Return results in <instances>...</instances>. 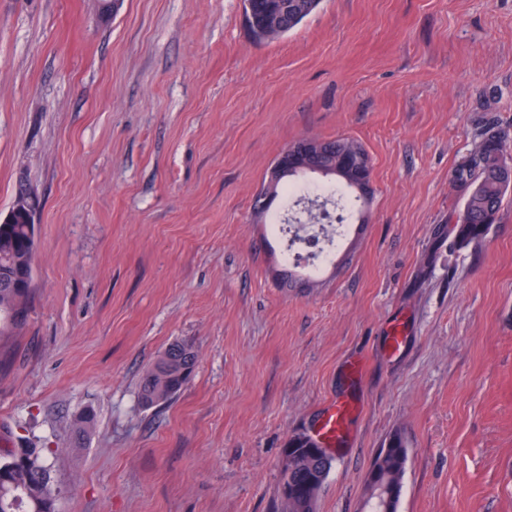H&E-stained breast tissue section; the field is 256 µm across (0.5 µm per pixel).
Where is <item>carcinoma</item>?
<instances>
[{"label": "carcinoma", "mask_w": 512, "mask_h": 512, "mask_svg": "<svg viewBox=\"0 0 512 512\" xmlns=\"http://www.w3.org/2000/svg\"><path fill=\"white\" fill-rule=\"evenodd\" d=\"M320 0H252L245 12L253 38L269 41L287 35L318 7ZM315 148L306 159L307 167L284 174L279 185L290 187L296 179L317 174L322 167H336L339 173L323 177L343 185L358 199L371 195L372 165L366 150L345 138H313ZM512 136L488 125L476 134L475 147L467 160L450 175L452 185L463 195V208L448 217L455 225L456 239L469 244L481 240L488 227L497 223L503 199L512 188V165L507 162V145ZM34 225L28 213L10 210L0 219V335L27 322L32 291V235ZM196 354L187 343H174L146 371L140 384V401L146 407L165 403L185 386L195 365ZM0 451V512H56L60 490L54 484L51 468L45 462L46 449L30 439ZM307 435L289 442L294 449L283 472L288 486L298 494L283 499L284 512H317L318 492L331 467L328 450L315 446ZM407 451L398 437L373 466L392 485L402 486Z\"/></svg>", "instance_id": "obj_1"}]
</instances>
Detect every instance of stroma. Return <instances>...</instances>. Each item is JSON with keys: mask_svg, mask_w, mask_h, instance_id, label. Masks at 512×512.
Wrapping results in <instances>:
<instances>
[{"mask_svg": "<svg viewBox=\"0 0 512 512\" xmlns=\"http://www.w3.org/2000/svg\"><path fill=\"white\" fill-rule=\"evenodd\" d=\"M101 11L0 0V218L19 180L41 199L29 317L0 336V448H49L60 512H283L288 443L358 359L318 512H363L396 436L398 512H512V190L480 241L448 222L477 130L512 133V0H321L268 42L242 0ZM306 137L362 144L373 196L287 286L270 219L293 201L262 218L254 199ZM175 342L194 371L143 406ZM196 354L187 343H174L146 371L140 384V401L146 407L168 402L185 386ZM381 453L375 458L372 467H377L380 476L389 484L402 486L405 472L407 451L399 437H394L388 444L385 456Z\"/></svg>", "mask_w": 512, "mask_h": 512, "instance_id": "stroma-1", "label": "stroma"}]
</instances>
